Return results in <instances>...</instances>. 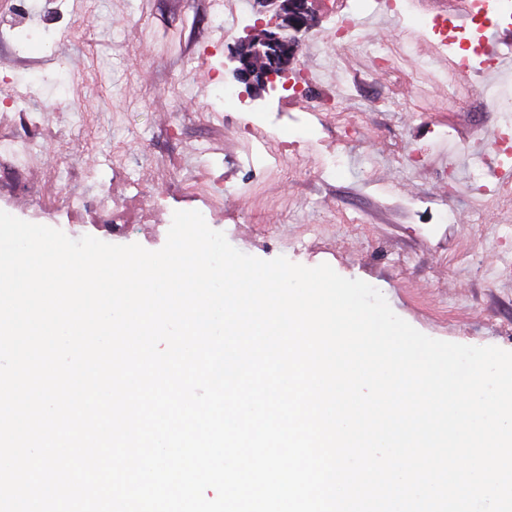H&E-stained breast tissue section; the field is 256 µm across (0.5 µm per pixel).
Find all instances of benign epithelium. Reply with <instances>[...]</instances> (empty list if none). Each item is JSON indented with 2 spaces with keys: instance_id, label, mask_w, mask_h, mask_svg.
Masks as SVG:
<instances>
[{
  "instance_id": "7a95c632",
  "label": "benign epithelium",
  "mask_w": 512,
  "mask_h": 512,
  "mask_svg": "<svg viewBox=\"0 0 512 512\" xmlns=\"http://www.w3.org/2000/svg\"><path fill=\"white\" fill-rule=\"evenodd\" d=\"M278 5L266 28L239 43L234 59L239 63L235 75L254 88H265L274 77L288 69V63L273 55V47L281 45L292 54L301 38L311 28L306 0H265Z\"/></svg>"
}]
</instances>
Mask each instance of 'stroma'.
<instances>
[{
  "mask_svg": "<svg viewBox=\"0 0 512 512\" xmlns=\"http://www.w3.org/2000/svg\"><path fill=\"white\" fill-rule=\"evenodd\" d=\"M63 3L43 27L0 0V135L37 143L24 180L0 157V210L155 251L174 211L207 205L208 226L245 254L329 264L429 337L512 351V203L469 179L475 141L500 114L478 94L449 97L434 38L392 17L383 69L338 44L333 19L308 0L313 25L288 71L320 50L315 84L341 88L343 109L281 107L271 86L249 98L242 129L221 88L230 48L265 17L256 0ZM70 193L86 208L59 213ZM104 195L131 209L121 230L102 225Z\"/></svg>",
  "mask_w": 512,
  "mask_h": 512,
  "instance_id": "stroma-1",
  "label": "stroma"
}]
</instances>
